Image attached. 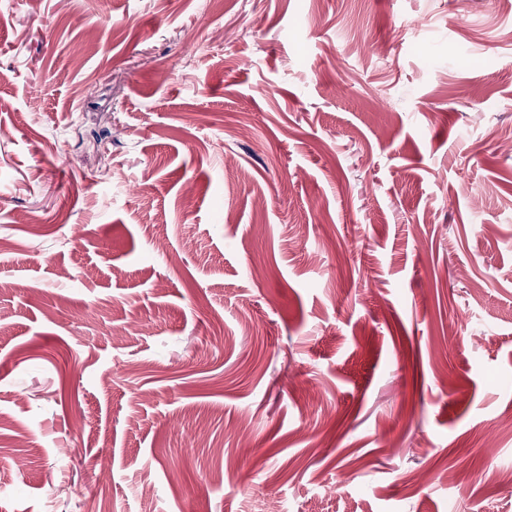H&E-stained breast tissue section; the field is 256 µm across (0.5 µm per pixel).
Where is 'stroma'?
Here are the masks:
<instances>
[{
    "instance_id": "35a3bbf8",
    "label": "stroma",
    "mask_w": 512,
    "mask_h": 512,
    "mask_svg": "<svg viewBox=\"0 0 512 512\" xmlns=\"http://www.w3.org/2000/svg\"><path fill=\"white\" fill-rule=\"evenodd\" d=\"M510 141L491 0H0V512H512Z\"/></svg>"
}]
</instances>
